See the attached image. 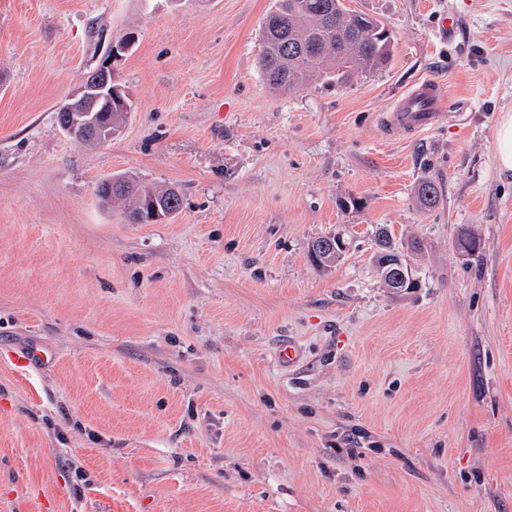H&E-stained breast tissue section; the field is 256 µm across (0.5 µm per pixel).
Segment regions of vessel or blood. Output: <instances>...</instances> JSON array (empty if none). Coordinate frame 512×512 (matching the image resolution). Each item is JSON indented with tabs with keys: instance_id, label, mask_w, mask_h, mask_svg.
Instances as JSON below:
<instances>
[{
	"instance_id": "b4317fda",
	"label": "vessel or blood",
	"mask_w": 512,
	"mask_h": 512,
	"mask_svg": "<svg viewBox=\"0 0 512 512\" xmlns=\"http://www.w3.org/2000/svg\"><path fill=\"white\" fill-rule=\"evenodd\" d=\"M445 110L446 95L442 87L434 80L425 79L393 104L385 123L418 134L433 126Z\"/></svg>"
}]
</instances>
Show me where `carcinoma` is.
<instances>
[{
  "instance_id": "carcinoma-1",
  "label": "carcinoma",
  "mask_w": 512,
  "mask_h": 512,
  "mask_svg": "<svg viewBox=\"0 0 512 512\" xmlns=\"http://www.w3.org/2000/svg\"><path fill=\"white\" fill-rule=\"evenodd\" d=\"M260 66L268 86L285 92L301 90L315 81L331 80L338 86L357 74L386 67L392 57L388 27L379 19L348 9L344 0H273L259 31ZM118 103L112 111L99 113L101 128L114 125L123 130L131 100L123 91L114 92ZM112 189V199L120 202L127 220L138 223L139 215H150L158 207L164 218L181 206L177 189L160 190L123 172L102 180L97 196ZM416 201L432 209L440 202L432 181L419 184ZM458 253L480 252L481 239L469 228H461L455 238Z\"/></svg>"
}]
</instances>
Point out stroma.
I'll return each instance as SVG.
<instances>
[{
  "instance_id": "35a3bbf8",
  "label": "stroma",
  "mask_w": 512,
  "mask_h": 512,
  "mask_svg": "<svg viewBox=\"0 0 512 512\" xmlns=\"http://www.w3.org/2000/svg\"><path fill=\"white\" fill-rule=\"evenodd\" d=\"M345 4L389 27L388 66L284 92L272 0H0V512H512V0ZM129 30L121 135L71 140L57 104ZM422 79L445 118L388 129ZM122 171L177 186L175 218L103 205ZM379 226L422 244L408 296ZM330 232L349 250L319 271ZM497 163L501 172H512V117L504 119L496 132ZM407 263L406 265L399 260L393 261L392 256L382 261L381 269L391 267L388 271L389 277L386 286L396 295L411 293L419 288V281L413 272V267L408 260Z\"/></svg>"
}]
</instances>
